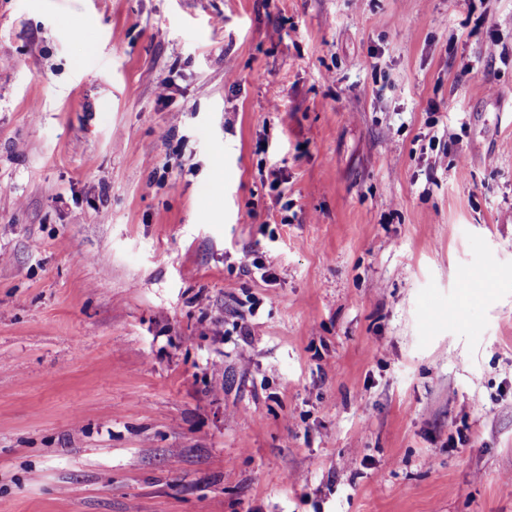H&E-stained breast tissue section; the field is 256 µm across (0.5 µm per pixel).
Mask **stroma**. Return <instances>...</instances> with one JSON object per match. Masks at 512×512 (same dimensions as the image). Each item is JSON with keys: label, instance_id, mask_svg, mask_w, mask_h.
I'll list each match as a JSON object with an SVG mask.
<instances>
[{"label": "stroma", "instance_id": "stroma-1", "mask_svg": "<svg viewBox=\"0 0 512 512\" xmlns=\"http://www.w3.org/2000/svg\"><path fill=\"white\" fill-rule=\"evenodd\" d=\"M0 252V512H512V0H0Z\"/></svg>", "mask_w": 512, "mask_h": 512}]
</instances>
